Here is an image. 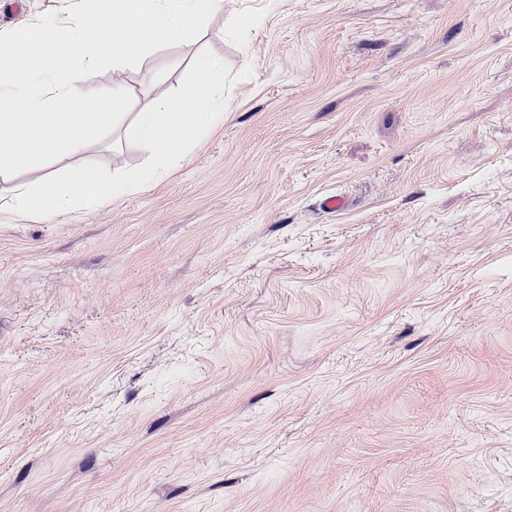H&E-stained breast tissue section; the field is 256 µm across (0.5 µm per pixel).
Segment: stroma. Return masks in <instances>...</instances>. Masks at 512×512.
I'll list each match as a JSON object with an SVG mask.
<instances>
[{
  "mask_svg": "<svg viewBox=\"0 0 512 512\" xmlns=\"http://www.w3.org/2000/svg\"><path fill=\"white\" fill-rule=\"evenodd\" d=\"M204 50L253 73L148 186L0 198V512H512V0H224L83 84Z\"/></svg>",
  "mask_w": 512,
  "mask_h": 512,
  "instance_id": "stroma-1",
  "label": "stroma"
}]
</instances>
